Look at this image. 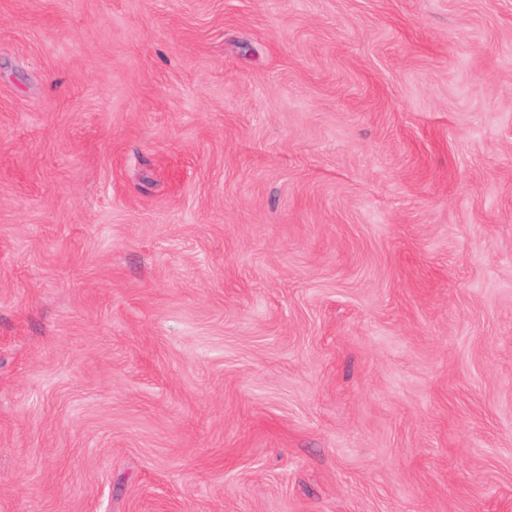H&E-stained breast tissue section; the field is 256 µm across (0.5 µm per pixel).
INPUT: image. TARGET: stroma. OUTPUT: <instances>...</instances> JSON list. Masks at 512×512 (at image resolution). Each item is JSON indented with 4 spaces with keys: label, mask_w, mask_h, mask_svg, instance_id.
Returning <instances> with one entry per match:
<instances>
[{
    "label": "stroma",
    "mask_w": 512,
    "mask_h": 512,
    "mask_svg": "<svg viewBox=\"0 0 512 512\" xmlns=\"http://www.w3.org/2000/svg\"><path fill=\"white\" fill-rule=\"evenodd\" d=\"M0 512H512V0H0Z\"/></svg>",
    "instance_id": "1"
}]
</instances>
